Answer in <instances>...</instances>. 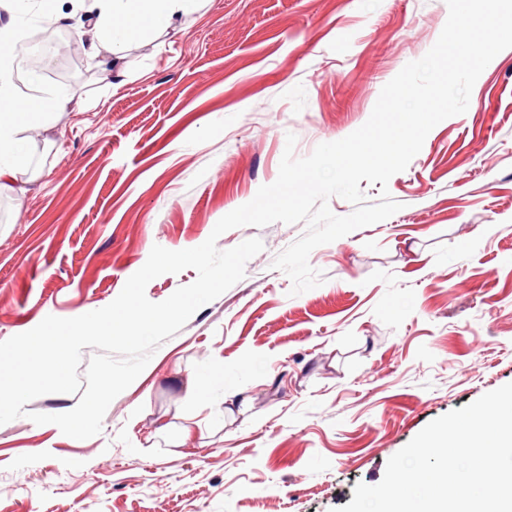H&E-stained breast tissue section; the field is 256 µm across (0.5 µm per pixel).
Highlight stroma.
Masks as SVG:
<instances>
[{
    "instance_id": "1",
    "label": "stroma",
    "mask_w": 512,
    "mask_h": 512,
    "mask_svg": "<svg viewBox=\"0 0 512 512\" xmlns=\"http://www.w3.org/2000/svg\"><path fill=\"white\" fill-rule=\"evenodd\" d=\"M445 0H206L130 44L109 88L89 53L42 86L73 97L25 136L41 171L0 189V341L110 304L153 246L202 244L305 157L370 117L422 58ZM401 210L317 247L320 286L272 268L304 224L260 238L244 278L199 308L78 440L0 425V512H334L428 423L512 383V48L464 114L388 183ZM247 412H224L226 390Z\"/></svg>"
}]
</instances>
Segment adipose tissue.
<instances>
[{
    "instance_id": "ef3b65f1",
    "label": "adipose tissue",
    "mask_w": 512,
    "mask_h": 512,
    "mask_svg": "<svg viewBox=\"0 0 512 512\" xmlns=\"http://www.w3.org/2000/svg\"><path fill=\"white\" fill-rule=\"evenodd\" d=\"M205 0H93L86 20L94 32L92 55L108 50L111 55L127 43L167 30L200 11ZM29 0H12L6 20H0V188L15 187L18 175L28 167L29 150L23 137L33 125L49 121L63 110L68 101L64 91L23 98L13 81L12 64L19 40V22L26 13ZM110 57L101 61L104 72H111Z\"/></svg>"
}]
</instances>
